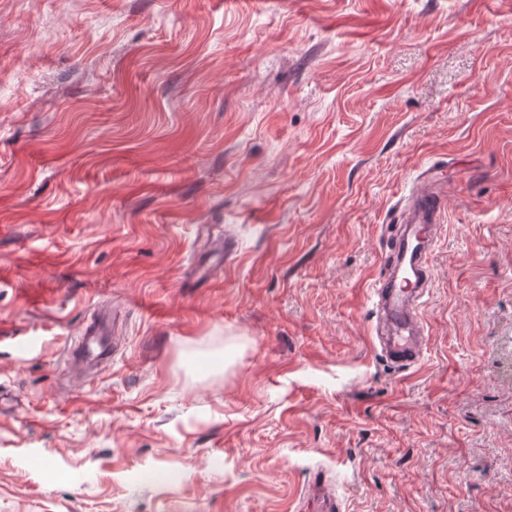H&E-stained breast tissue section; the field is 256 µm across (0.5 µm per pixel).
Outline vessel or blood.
Returning a JSON list of instances; mask_svg holds the SVG:
<instances>
[{
	"instance_id": "obj_1",
	"label": "vessel or blood",
	"mask_w": 512,
	"mask_h": 512,
	"mask_svg": "<svg viewBox=\"0 0 512 512\" xmlns=\"http://www.w3.org/2000/svg\"><path fill=\"white\" fill-rule=\"evenodd\" d=\"M438 186L435 170L421 172L400 215L392 274L371 285L379 317L375 333L380 353L399 366L414 365L422 353L417 310L428 288L435 228L443 212ZM110 355L109 341L102 332L95 330L84 337L80 357L86 364H98Z\"/></svg>"
}]
</instances>
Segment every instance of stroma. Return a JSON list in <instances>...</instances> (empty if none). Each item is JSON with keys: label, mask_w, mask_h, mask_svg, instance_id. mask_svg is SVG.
Here are the masks:
<instances>
[{"label": "stroma", "mask_w": 512, "mask_h": 512, "mask_svg": "<svg viewBox=\"0 0 512 512\" xmlns=\"http://www.w3.org/2000/svg\"><path fill=\"white\" fill-rule=\"evenodd\" d=\"M432 163L404 369L370 285ZM322 482L512 512V0H0V512H316ZM111 356V347L107 336L98 330L84 336L80 349V358L87 365H96Z\"/></svg>", "instance_id": "35a3bbf8"}]
</instances>
